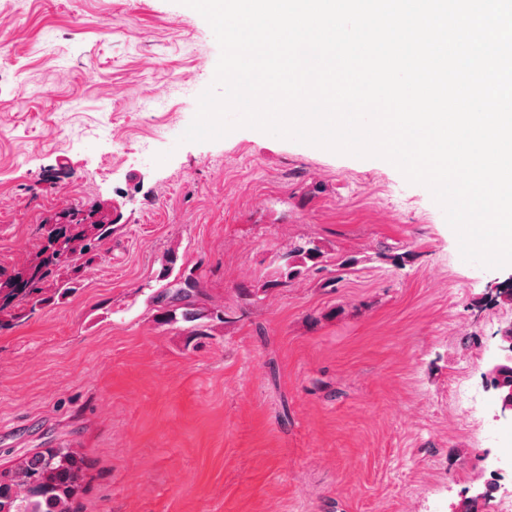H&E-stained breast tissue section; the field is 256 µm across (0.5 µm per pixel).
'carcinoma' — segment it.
Instances as JSON below:
<instances>
[{
	"label": "carcinoma",
	"mask_w": 512,
	"mask_h": 512,
	"mask_svg": "<svg viewBox=\"0 0 512 512\" xmlns=\"http://www.w3.org/2000/svg\"><path fill=\"white\" fill-rule=\"evenodd\" d=\"M117 222L110 224H81L67 237V255L47 254L52 232L41 225L45 244L36 256V261L10 273L0 270V288L21 286V291L0 302V330L10 329L27 318L52 297L46 295L45 284L55 279L63 267L75 266L85 256L98 250L100 243L112 236ZM325 252L314 240L295 245L282 258L278 278L266 282L272 288L299 277L308 264L322 262ZM34 277L23 281L28 271ZM203 288L195 281L192 288H177L169 283L152 297V302L162 311L163 317L173 318L182 311L184 318L193 321L224 318L215 313H206L200 306ZM85 461L73 448H46L17 463L0 469V512H70V499L82 487Z\"/></svg>",
	"instance_id": "1"
}]
</instances>
